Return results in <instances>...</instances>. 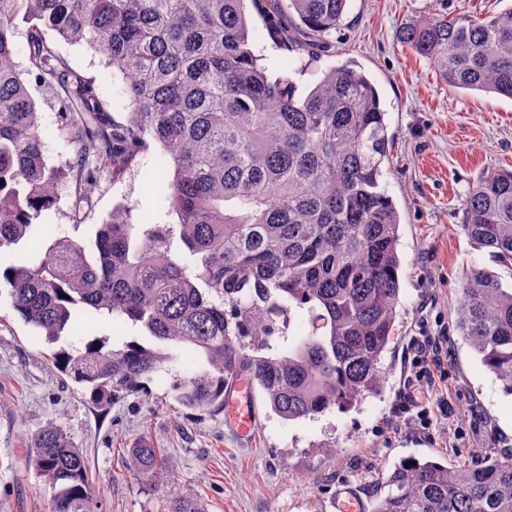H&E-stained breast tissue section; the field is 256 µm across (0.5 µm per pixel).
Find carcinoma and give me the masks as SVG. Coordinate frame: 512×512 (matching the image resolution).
Masks as SVG:
<instances>
[{
  "instance_id": "obj_1",
  "label": "carcinoma",
  "mask_w": 512,
  "mask_h": 512,
  "mask_svg": "<svg viewBox=\"0 0 512 512\" xmlns=\"http://www.w3.org/2000/svg\"><path fill=\"white\" fill-rule=\"evenodd\" d=\"M280 49L318 58L347 0H0V280L24 324L62 340L96 315L141 324L160 343L204 357L173 381L193 410L224 409L241 376L285 420L351 406L378 393L400 297V216L380 189L393 137L378 92L348 64L306 93L290 73L271 75L251 48L246 2ZM26 28L28 66L14 37ZM400 43L428 58L451 88L512 99V7L474 19L432 14L403 27ZM87 43L120 73L126 120L111 121L94 81L58 49ZM49 87L58 132L73 155L47 163L29 82ZM158 145L173 168L162 189L176 224H134L112 210L89 240L51 232L46 215L72 177L79 217L102 179H116ZM478 246L512 264V170L473 186L462 222ZM39 243L23 252V241ZM162 259L157 260L155 256ZM305 310L310 330L286 355L264 356L276 321ZM462 339L512 393V291L486 270L464 275ZM250 337L245 344L242 337ZM57 369L110 404L141 390L170 356L109 337L53 353ZM25 466L49 494L48 512H92L95 485L83 450L61 428L31 437ZM128 464L163 478L174 464L143 441ZM371 512H512V453L476 461L404 460ZM164 512H205L187 495Z\"/></svg>"
}]
</instances>
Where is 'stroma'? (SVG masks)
<instances>
[{"label":"stroma","instance_id":"1","mask_svg":"<svg viewBox=\"0 0 512 512\" xmlns=\"http://www.w3.org/2000/svg\"><path fill=\"white\" fill-rule=\"evenodd\" d=\"M512 0H348L331 48L301 77L311 88L322 71L350 63L376 87L394 138L380 186L399 215L400 304L397 334L382 363L381 393L346 408H332L300 421L276 415L255 395L256 424L241 439L223 413L180 405L171 389L175 377L202 367L190 349L162 345L171 359L145 390L103 408L83 385L53 365L54 346L26 326L0 296V512H45L46 495L26 470L27 438L46 424L64 429L82 448L95 479L94 512H157L169 494H188L207 512H327L337 489L349 486L362 498L385 494V477L401 460L458 458L492 448L512 452V395L481 364L457 330L462 274L478 266L512 288V267L462 232L469 190L487 173L512 169V99L478 91L449 90L425 58L399 41L403 26L428 14L466 12L484 17ZM60 50L97 91L114 121L124 122L126 97L120 74L106 67L86 43ZM45 132L49 164H63L73 150L57 131L58 114L46 87L31 85ZM163 156L159 146L138 157L122 178L101 181L93 204L73 221L74 186L58 185L59 202L46 222L55 232L84 238L119 205L131 207L137 224H174L162 196L148 191ZM425 336L447 342L434 369L436 399L414 402L411 366ZM428 420H420V410ZM150 440L175 461V472L159 484L129 468L125 451Z\"/></svg>","mask_w":512,"mask_h":512}]
</instances>
